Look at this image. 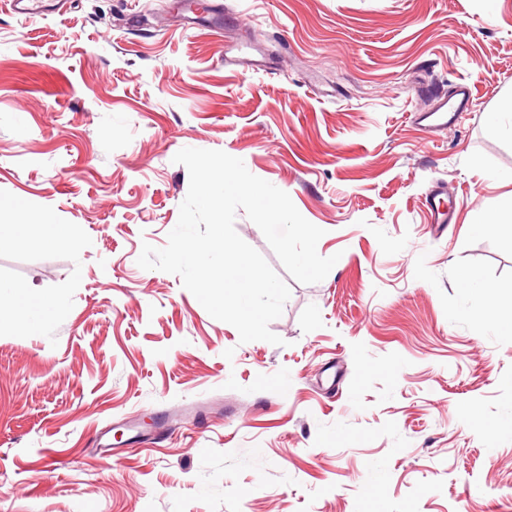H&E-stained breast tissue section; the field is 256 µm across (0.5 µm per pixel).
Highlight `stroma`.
Masks as SVG:
<instances>
[{
	"instance_id": "stroma-1",
	"label": "stroma",
	"mask_w": 512,
	"mask_h": 512,
	"mask_svg": "<svg viewBox=\"0 0 512 512\" xmlns=\"http://www.w3.org/2000/svg\"><path fill=\"white\" fill-rule=\"evenodd\" d=\"M61 0L0 10V281L59 298L0 310V512H512V0ZM265 67L225 64L238 17ZM461 82L471 112L411 115ZM289 194L339 260L290 281L240 343L178 276L145 270L187 195L183 148ZM452 220L430 221L434 186ZM118 449H111V442ZM0 239L12 237L16 239L29 236L36 232L40 240L54 247L73 248L77 238V231L65 224H52L46 217H41L33 223L3 224L0 221ZM9 306L26 324L37 326L45 317L60 308L58 298L49 300H28V292L24 287L4 285L0 282V308Z\"/></svg>"
}]
</instances>
